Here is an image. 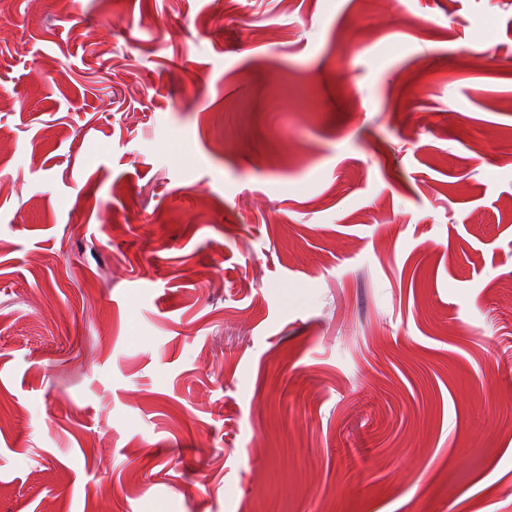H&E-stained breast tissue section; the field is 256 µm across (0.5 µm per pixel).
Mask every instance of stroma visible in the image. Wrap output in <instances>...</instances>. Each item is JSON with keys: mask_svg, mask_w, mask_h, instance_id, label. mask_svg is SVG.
Returning <instances> with one entry per match:
<instances>
[{"mask_svg": "<svg viewBox=\"0 0 512 512\" xmlns=\"http://www.w3.org/2000/svg\"><path fill=\"white\" fill-rule=\"evenodd\" d=\"M0 512H512V0H0Z\"/></svg>", "mask_w": 512, "mask_h": 512, "instance_id": "obj_1", "label": "stroma"}]
</instances>
